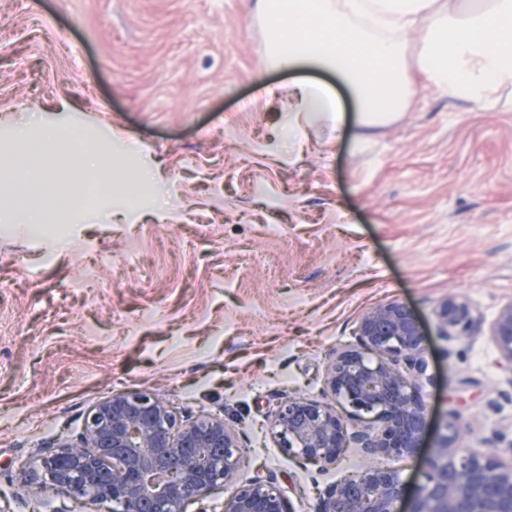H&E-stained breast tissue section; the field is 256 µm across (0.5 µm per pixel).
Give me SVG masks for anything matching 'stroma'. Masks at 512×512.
Segmentation results:
<instances>
[{"mask_svg": "<svg viewBox=\"0 0 512 512\" xmlns=\"http://www.w3.org/2000/svg\"><path fill=\"white\" fill-rule=\"evenodd\" d=\"M255 0H0V512H72L42 455L116 391L163 396L183 420L222 418L240 477L291 512L370 463L321 468L280 448L283 397L325 400L336 350L370 307L412 306L427 335L425 448L391 458L407 486L445 433L512 457V378L489 327L512 302V87L451 100L416 68L404 112L374 128L335 75L267 64ZM337 94L351 122L288 139L297 82ZM127 173L91 209L28 223L11 172L48 129ZM469 297L474 341L435 310Z\"/></svg>", "mask_w": 512, "mask_h": 512, "instance_id": "1", "label": "stroma"}]
</instances>
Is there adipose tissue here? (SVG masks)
Segmentation results:
<instances>
[{
    "label": "adipose tissue",
    "instance_id": "obj_1",
    "mask_svg": "<svg viewBox=\"0 0 512 512\" xmlns=\"http://www.w3.org/2000/svg\"><path fill=\"white\" fill-rule=\"evenodd\" d=\"M257 17L270 33L271 67L330 71L353 92L361 125L400 112L412 94L408 34L419 31L416 67L451 99L489 101L512 86V0H481L461 9L436 0H259ZM289 132L305 135L310 117L343 129L346 116L332 90L298 84Z\"/></svg>",
    "mask_w": 512,
    "mask_h": 512
}]
</instances>
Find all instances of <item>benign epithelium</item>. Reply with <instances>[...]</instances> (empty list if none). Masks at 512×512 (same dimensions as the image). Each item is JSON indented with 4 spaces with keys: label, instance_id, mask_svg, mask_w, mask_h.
Returning a JSON list of instances; mask_svg holds the SVG:
<instances>
[{
    "label": "benign epithelium",
    "instance_id": "obj_1",
    "mask_svg": "<svg viewBox=\"0 0 512 512\" xmlns=\"http://www.w3.org/2000/svg\"><path fill=\"white\" fill-rule=\"evenodd\" d=\"M435 316L445 339L471 337L468 297L448 295ZM355 336L356 345L336 352L328 368L334 402L288 395L272 422L282 448L321 467L352 444L372 457L408 458L428 434L423 387L431 378L415 311L395 300L378 304L362 314ZM490 336L512 372V302L498 310ZM464 428L451 416L410 497L398 471L374 464L321 493L318 512H512V460L494 450L463 451ZM241 463L239 438L224 420L181 421L166 400L142 391L93 404L81 437L41 458L44 475L73 499L120 502L124 512H184L219 488L228 490L224 512H287L280 492L238 481Z\"/></svg>",
    "mask_w": 512,
    "mask_h": 512
}]
</instances>
